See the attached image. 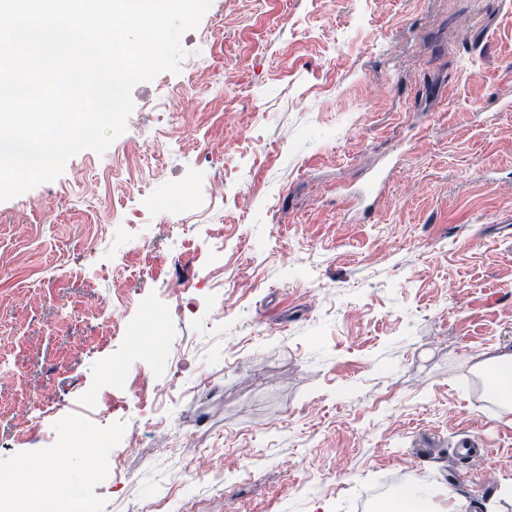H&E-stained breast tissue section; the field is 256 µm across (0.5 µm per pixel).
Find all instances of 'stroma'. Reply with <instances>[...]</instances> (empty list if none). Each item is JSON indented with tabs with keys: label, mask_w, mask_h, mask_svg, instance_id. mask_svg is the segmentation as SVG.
<instances>
[{
	"label": "stroma",
	"mask_w": 512,
	"mask_h": 512,
	"mask_svg": "<svg viewBox=\"0 0 512 512\" xmlns=\"http://www.w3.org/2000/svg\"><path fill=\"white\" fill-rule=\"evenodd\" d=\"M181 46L0 202V469L100 512H512L471 369L512 355V0H212ZM434 495L426 488L420 489V494L412 499L401 501L399 504L398 512H457L458 502L450 501L448 498V508L445 510H438Z\"/></svg>",
	"instance_id": "35a3bbf8"
}]
</instances>
